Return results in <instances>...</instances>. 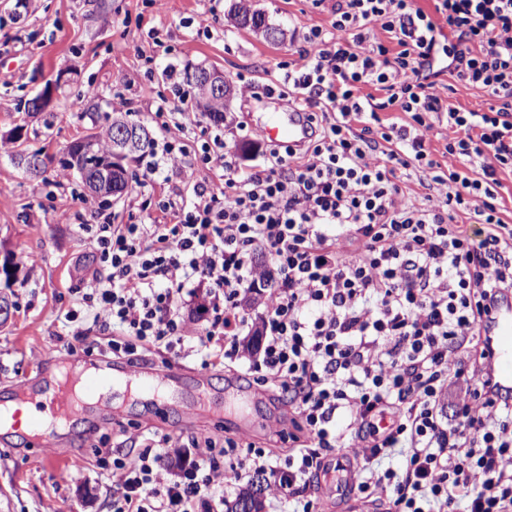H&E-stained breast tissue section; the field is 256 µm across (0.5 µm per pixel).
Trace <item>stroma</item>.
<instances>
[{"label": "stroma", "mask_w": 512, "mask_h": 512, "mask_svg": "<svg viewBox=\"0 0 512 512\" xmlns=\"http://www.w3.org/2000/svg\"><path fill=\"white\" fill-rule=\"evenodd\" d=\"M236 0H167L155 12L149 0H112L101 13L97 0H0V258L12 254L19 266L14 281L0 273L12 318L0 325V396L62 360L111 357V332L72 335L61 316L75 309L95 268V239L82 222L87 192L75 171L59 160L73 141L105 124L115 105L156 129L153 112L167 93L165 69L178 81L186 71L217 68L234 88L251 85L256 92L282 89L288 61L297 44L290 32L325 23L327 14L310 0H251L252 8L285 31L281 41L236 25ZM142 46L137 56L134 46ZM57 81L51 111L27 112L25 103L45 81ZM94 90L103 111L84 115L82 95ZM44 150L53 156L44 178L31 179L17 166V149ZM130 185L119 199L105 203L113 223L148 224L140 207L151 187L138 185V163L129 168ZM137 367L173 365L187 379L207 377L218 386L254 389L250 377L202 368L196 356L152 348ZM176 416L139 408L62 442L61 459L49 462L48 449L23 447L0 438V512H112V452L136 454L133 436L174 433Z\"/></svg>", "instance_id": "1"}]
</instances>
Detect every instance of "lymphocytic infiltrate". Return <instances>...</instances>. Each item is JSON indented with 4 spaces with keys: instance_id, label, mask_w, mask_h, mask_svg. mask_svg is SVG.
<instances>
[{
    "instance_id": "f902f5d3",
    "label": "lymphocytic infiltrate",
    "mask_w": 512,
    "mask_h": 512,
    "mask_svg": "<svg viewBox=\"0 0 512 512\" xmlns=\"http://www.w3.org/2000/svg\"><path fill=\"white\" fill-rule=\"evenodd\" d=\"M285 99L319 109L302 146L258 141L257 164L228 144L246 128L214 115L202 127L174 81L154 114L159 149L142 180L163 175L191 194L146 199L150 224L92 212L102 265L81 301L114 355L183 346L179 303L205 287L208 326L193 347L202 367L252 377L291 410L283 465L231 437L174 438L112 462V512H214L250 471L293 512H323L313 479L347 455L360 498L384 512H512V399L492 393L480 326L512 294V225L500 173H512V0H336L327 24L298 37ZM483 90L467 111L434 93L439 76ZM399 112V122L383 113ZM445 130L449 166L428 137ZM219 173L194 180L195 167ZM429 193L415 204L412 185ZM271 267L255 264V255ZM274 282L264 309L242 302ZM261 332L256 351L241 334ZM451 404L452 415L442 413ZM175 480L161 474L183 446ZM401 449L402 472L382 468Z\"/></svg>"
}]
</instances>
